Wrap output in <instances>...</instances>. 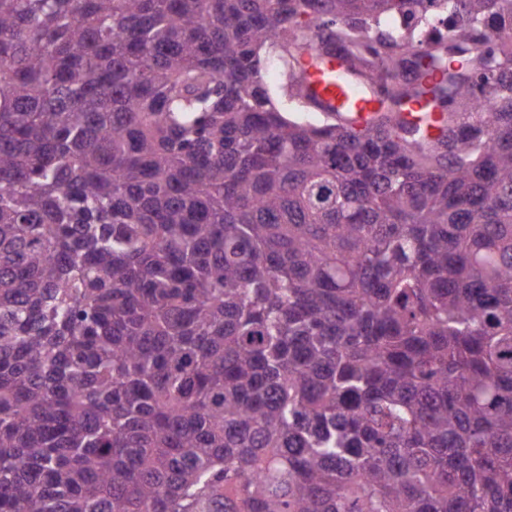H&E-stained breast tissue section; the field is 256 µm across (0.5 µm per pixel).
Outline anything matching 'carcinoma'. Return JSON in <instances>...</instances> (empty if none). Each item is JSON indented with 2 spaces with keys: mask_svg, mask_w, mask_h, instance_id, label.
Masks as SVG:
<instances>
[{
  "mask_svg": "<svg viewBox=\"0 0 512 512\" xmlns=\"http://www.w3.org/2000/svg\"><path fill=\"white\" fill-rule=\"evenodd\" d=\"M0 512H512V0H0ZM303 91L320 111H340L338 115L357 130H363L375 119L379 104L370 89L349 74L336 56L319 60L310 47L301 58L296 74Z\"/></svg>",
  "mask_w": 512,
  "mask_h": 512,
  "instance_id": "cac0c4a2",
  "label": "carcinoma"
}]
</instances>
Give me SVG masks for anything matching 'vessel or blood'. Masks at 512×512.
<instances>
[{"label": "vessel or blood", "mask_w": 512, "mask_h": 512, "mask_svg": "<svg viewBox=\"0 0 512 512\" xmlns=\"http://www.w3.org/2000/svg\"><path fill=\"white\" fill-rule=\"evenodd\" d=\"M296 77L319 110L338 112L358 130L365 129L375 119L379 105L370 89L349 74L336 57L320 58L314 50H306Z\"/></svg>", "instance_id": "vessel-or-blood-1"}]
</instances>
